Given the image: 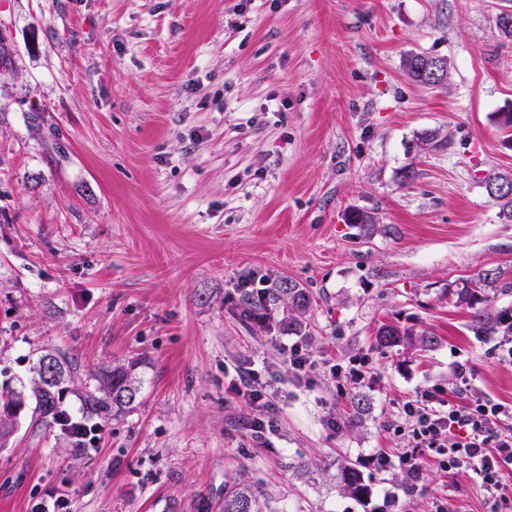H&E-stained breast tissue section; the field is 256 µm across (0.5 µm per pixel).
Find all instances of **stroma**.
Listing matches in <instances>:
<instances>
[{"label": "stroma", "mask_w": 512, "mask_h": 512, "mask_svg": "<svg viewBox=\"0 0 512 512\" xmlns=\"http://www.w3.org/2000/svg\"><path fill=\"white\" fill-rule=\"evenodd\" d=\"M504 10L512 0H0L16 49L0 77V383L66 353L81 379L60 406L89 430L79 444L25 412L0 448V512L61 496L77 512H221L242 478L268 512H379L391 493L401 512H512V489L492 501L432 452L412 496L399 467L369 461L408 447L399 409L421 390L462 402L457 365L512 405L498 334L474 333L454 295L478 270H512V216L485 190L512 173ZM415 53L447 60L444 86L406 77ZM425 134L436 148L418 150ZM350 209L377 233L360 236ZM281 278L312 297L303 383L280 352L297 340L281 311L240 315L242 280ZM384 324L436 343L378 347ZM355 359L362 382L332 376ZM131 360L138 404L85 418L90 371ZM239 365L266 371V440L242 426ZM300 460L358 463L367 499L300 479Z\"/></svg>", "instance_id": "1"}]
</instances>
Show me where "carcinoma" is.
<instances>
[{
	"mask_svg": "<svg viewBox=\"0 0 512 512\" xmlns=\"http://www.w3.org/2000/svg\"><path fill=\"white\" fill-rule=\"evenodd\" d=\"M347 223L359 229L360 235L367 238L377 231L376 222L369 213L353 210L347 215ZM502 295L512 293V271L501 268L481 269L463 280L456 289L457 301L472 309V323L476 330H487L494 326L497 317L484 306L488 301L487 291ZM312 304L310 293L299 284L283 278L273 283L265 291L262 301L252 300L248 294L241 296V311L244 316L260 311L269 313L280 308L283 318L280 328L290 334L303 335L306 324L304 315ZM376 342L383 347L404 349H426L435 343V337L417 334L405 326H383L376 334ZM139 362L107 366L93 375L94 389L83 396L86 411L103 422L116 418L129 411L137 403L141 393L138 377ZM31 395L8 385L0 387V447L9 443L17 430L22 412L29 407L28 397H33L34 411L43 418L57 419L62 410L55 401V391L66 381H73L77 375L76 364L67 357L52 352L41 355L33 366ZM336 467L334 481L336 488L351 498L359 500L367 494V486L357 466L353 464L329 463L328 470ZM265 505L246 481L224 485L223 512H264Z\"/></svg>",
	"mask_w": 512,
	"mask_h": 512,
	"instance_id": "obj_1",
	"label": "carcinoma"
}]
</instances>
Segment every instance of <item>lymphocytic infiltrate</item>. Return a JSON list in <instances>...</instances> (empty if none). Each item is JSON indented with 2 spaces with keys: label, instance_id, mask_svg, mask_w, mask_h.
<instances>
[{
  "label": "lymphocytic infiltrate",
  "instance_id": "1",
  "mask_svg": "<svg viewBox=\"0 0 512 512\" xmlns=\"http://www.w3.org/2000/svg\"><path fill=\"white\" fill-rule=\"evenodd\" d=\"M455 373L464 403H451L433 388L421 390L400 409L411 422V445L395 457L377 453L372 462L382 470L395 465L404 469L403 492L410 496L419 490L422 455L432 450L446 467L468 466L488 496L503 497L501 467L512 461V406L494 402L473 388L465 366H458ZM234 392L249 408L245 424L252 437L262 439L272 427V400L260 371L244 372Z\"/></svg>",
  "mask_w": 512,
  "mask_h": 512
}]
</instances>
